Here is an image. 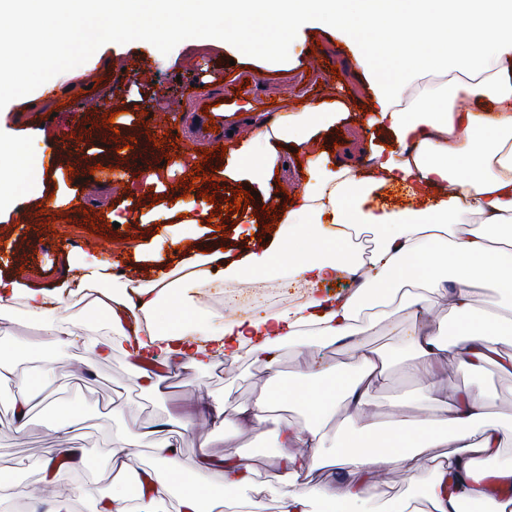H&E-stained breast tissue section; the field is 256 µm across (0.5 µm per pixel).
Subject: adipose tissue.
<instances>
[{"label":"adipose tissue","instance_id":"1","mask_svg":"<svg viewBox=\"0 0 512 512\" xmlns=\"http://www.w3.org/2000/svg\"><path fill=\"white\" fill-rule=\"evenodd\" d=\"M128 2L0 0V39L19 44L26 60L22 68L0 66V92L19 87L27 70L46 73L68 64L50 40L51 30L75 17L100 20L94 30L100 41L120 24L134 38L223 39L248 51L261 47L254 17L264 18L284 47L311 22L340 41L367 44L363 60L377 79L376 120L395 133L398 147L373 151L377 167L366 175L347 164L328 168L321 157L309 161L304 185L281 212L283 231L231 263L219 251L189 254L172 268H159L151 280L126 279L117 293L104 289L110 274L96 261L77 265L74 275L51 288L0 279V324L13 320L19 303L40 317L37 340L0 338V348L46 361L79 344L96 362L121 348L136 358L147 352L177 359L200 373L216 358L231 364L244 352L272 364L288 342L336 344L345 360L317 372L315 389L300 398L308 424L276 422L275 406L294 393L276 371L249 402L228 392L223 403L205 408L217 427L228 413L243 426H273L282 449L276 464L282 512H418L412 498H388L381 491L377 476L390 465L419 482L432 512H461L465 502L477 512H512V498L489 491L477 466L478 457L495 460L499 485H512V415H487L481 395L457 391L437 376L452 353L466 368L492 362L512 373V352L501 349L512 342V303L479 310L471 295L475 283L489 281L512 296V0H143L133 17ZM430 75L441 76V83L410 98L409 85ZM335 112V103L319 101L282 119L254 114L249 137H224L234 160L231 177L254 183L272 176L281 143L291 140L310 151ZM7 153L8 162L0 164V209L13 207L42 177L39 160L20 145ZM395 181L407 191V206L371 208L373 191ZM220 261L224 277L276 276L309 287L311 294L287 309L228 322H213L190 305L168 308L169 299L212 286ZM340 275L356 280L351 297L320 293L322 284ZM397 280L414 281L416 291L398 293ZM94 287L100 290L95 309L110 328L106 339L77 334L76 318L67 312L68 298ZM434 297L447 299V317H433ZM366 301L381 309L398 302L413 316L389 348L362 339L360 305ZM121 310L141 315V336L129 337L117 316ZM449 331L454 338L448 343ZM395 355L424 378L423 398L440 410V420L399 419L378 429L371 391ZM4 380L17 390L11 428L24 432L33 406L50 397L52 372L45 365L19 376L0 358ZM339 404L350 423L337 431L328 452L326 428ZM74 417V409L64 407L46 423L61 442L45 449L40 462L41 480L52 488L46 512H72L77 502L83 512H158L172 494L180 512H258L267 487L255 482L237 454L226 453L217 464L205 456L191 467L183 463L179 441L192 426L184 417L141 427L131 441L112 438L107 495L68 481L85 464L84 450L69 445ZM137 446L149 448L154 463L131 479L128 459ZM317 470L328 471L329 479L310 483Z\"/></svg>","mask_w":512,"mask_h":512}]
</instances>
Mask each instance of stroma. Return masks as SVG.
Listing matches in <instances>:
<instances>
[{"label": "stroma", "instance_id": "35a3bbf8", "mask_svg": "<svg viewBox=\"0 0 512 512\" xmlns=\"http://www.w3.org/2000/svg\"><path fill=\"white\" fill-rule=\"evenodd\" d=\"M69 38L74 43L73 61L52 86H45L40 73L14 92L0 94V139L21 144L38 157L53 150L58 153L56 166L46 167L26 200L0 213V276L6 278L50 287L66 276L68 260L85 257L108 263L113 270L123 271V277L137 278L143 270L174 265L181 256L178 240L183 226L176 221L155 224L151 216L159 204L170 203L174 186H188L201 159L209 162L205 180L180 201L199 220L194 233L201 251L221 246L237 259L270 242L280 228L276 204L300 183L298 154L292 148L285 151L284 167L261 185L224 177L222 169L228 161L208 150V132L214 124L211 117L193 113L188 101L192 86H204L215 98L217 111L223 113L266 112L284 117L303 100L327 98L341 103L342 117L318 137L320 150L336 165L354 163L370 171L371 147L396 144L394 134L374 123L366 110L374 77L357 62L360 46L339 43L325 29H304L300 43L283 54L275 47V34L267 33L261 55L232 42L215 45L173 39L158 43L120 33L101 43L77 27L71 28ZM233 79L248 83V96H225L224 84ZM59 99L68 101L69 111L57 112ZM33 107L43 113L42 126L32 127L24 120ZM160 115L173 144L166 155L156 152L143 137L144 128ZM90 126L96 128V138H87ZM144 158L162 164V184L145 194L128 192L133 170ZM240 190L247 192L249 203L241 210H230L229 200ZM208 193L214 195V202L205 201ZM90 212L97 215V224L87 223ZM205 212L213 214V223H201ZM160 233L165 243L159 248L154 238ZM137 245L142 248L138 255L133 252ZM193 298L200 312L217 318H241L265 309L255 302L226 308L216 288L194 290ZM88 357L78 346L53 363L55 401L79 410L71 444L85 449L88 458L80 481L107 492L108 438L132 436L138 426L185 412L193 414L195 421L193 431L182 440L185 461L196 462L205 441L210 454H224V438L229 435L243 462L254 467L256 481L270 482L267 463L278 454L273 434L241 427L231 417L215 428L201 412L204 404L223 401L228 390L238 400L252 399L268 379L264 365L245 356L232 366L216 361L205 374L196 375L173 361L166 364L159 388L151 391L143 389L136 367L123 351L113 350L109 361L91 368L86 365ZM447 372L452 384L481 392L489 413L512 414V376L491 364L467 371L453 357ZM421 388V382L406 372L402 359H390L385 381L372 397L379 426L391 424L394 404L403 405L407 419L423 416ZM13 395L12 383H0V471L12 472L45 499L51 491L41 482L36 463L44 449L57 444L45 426L50 408L36 407L25 434L14 436L8 429ZM128 402L139 403L138 414L109 415L110 405Z\"/></svg>", "mask_w": 512, "mask_h": 512}]
</instances>
